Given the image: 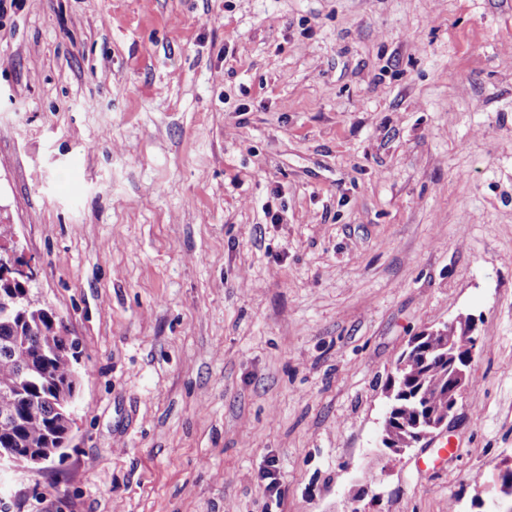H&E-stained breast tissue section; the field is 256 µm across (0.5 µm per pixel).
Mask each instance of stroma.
I'll use <instances>...</instances> for the list:
<instances>
[{
	"label": "stroma",
	"instance_id": "stroma-1",
	"mask_svg": "<svg viewBox=\"0 0 512 512\" xmlns=\"http://www.w3.org/2000/svg\"><path fill=\"white\" fill-rule=\"evenodd\" d=\"M0 215L79 372L9 512H477L512 468V0H0ZM461 313L455 419L378 448ZM444 328L443 332L424 333L418 345H427L433 350L448 345V354L443 356L448 360V398L446 390V364L442 362V357L434 354L427 360L414 349L407 356L408 367L405 370V359L402 357L396 364L395 376L392 378V384L386 390L388 399V408L385 418L379 430V448H387L392 453L401 455L407 450L416 447L418 443L429 439L441 432L447 419L455 416L459 403L468 384L469 368L474 360V355L478 347L480 336L477 335V325L472 315L459 316L448 323L443 324L439 330ZM452 336V341L448 344ZM448 338V340H447ZM405 370V375L403 371ZM403 390L399 408L395 411L396 425H392L389 432V422L395 409L394 404L398 392L395 393V383L398 381ZM448 410V413H447ZM429 413L428 416L419 417L416 427L420 426V420L426 421L421 429L414 433L408 431L400 439L402 425L410 426L415 424L418 415ZM431 414H447L443 418H437ZM401 421V422H399ZM392 437H390V436Z\"/></svg>",
	"mask_w": 512,
	"mask_h": 512
}]
</instances>
